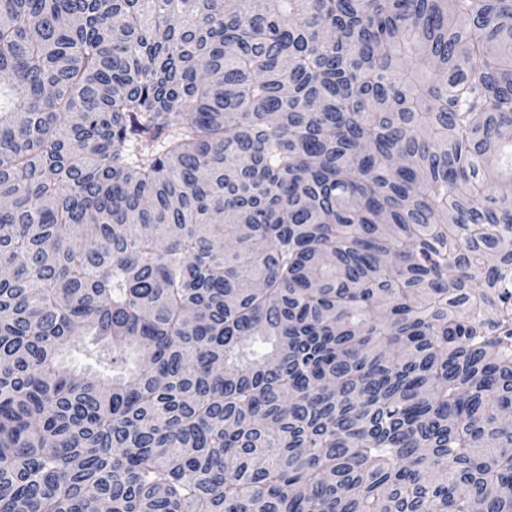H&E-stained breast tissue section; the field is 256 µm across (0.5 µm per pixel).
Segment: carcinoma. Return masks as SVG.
Segmentation results:
<instances>
[{
	"instance_id": "carcinoma-1",
	"label": "carcinoma",
	"mask_w": 512,
	"mask_h": 512,
	"mask_svg": "<svg viewBox=\"0 0 512 512\" xmlns=\"http://www.w3.org/2000/svg\"><path fill=\"white\" fill-rule=\"evenodd\" d=\"M0 200V512H512V0H0Z\"/></svg>"
}]
</instances>
